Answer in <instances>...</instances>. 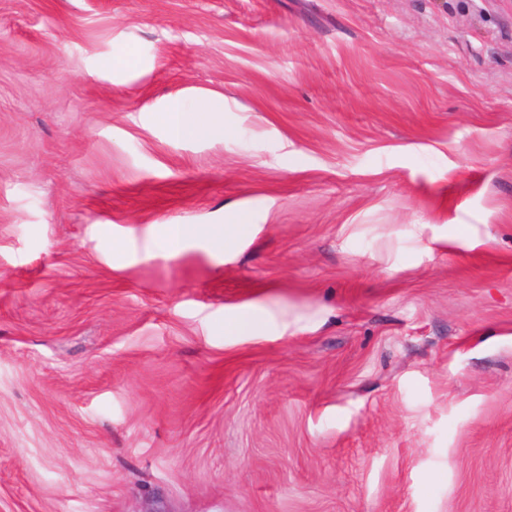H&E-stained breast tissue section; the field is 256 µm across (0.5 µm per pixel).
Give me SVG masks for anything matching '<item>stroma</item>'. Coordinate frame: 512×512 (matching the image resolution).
<instances>
[{"instance_id": "stroma-1", "label": "stroma", "mask_w": 512, "mask_h": 512, "mask_svg": "<svg viewBox=\"0 0 512 512\" xmlns=\"http://www.w3.org/2000/svg\"><path fill=\"white\" fill-rule=\"evenodd\" d=\"M0 512H512V0H0ZM165 124L175 137H189L198 133L199 122L193 112H185L180 102L173 103L164 113ZM225 231V226L223 230L218 226L201 228L197 224H169L164 229V237L170 246L177 247L182 242L203 234L211 242L223 246Z\"/></svg>"}]
</instances>
